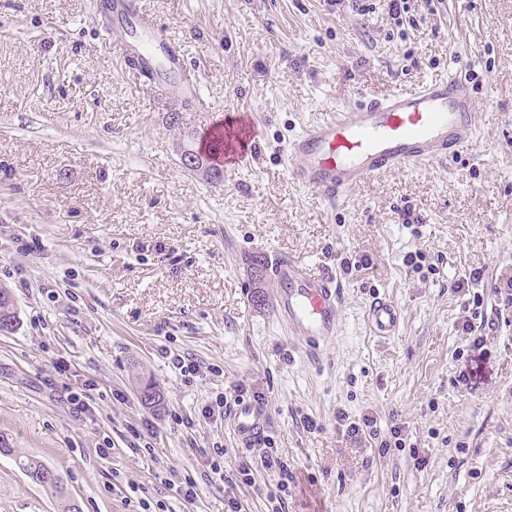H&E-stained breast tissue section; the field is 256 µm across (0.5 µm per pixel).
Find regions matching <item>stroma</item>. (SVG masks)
<instances>
[{
	"instance_id": "stroma-1",
	"label": "stroma",
	"mask_w": 512,
	"mask_h": 512,
	"mask_svg": "<svg viewBox=\"0 0 512 512\" xmlns=\"http://www.w3.org/2000/svg\"><path fill=\"white\" fill-rule=\"evenodd\" d=\"M142 2L212 113L173 82L146 89L116 52L122 27L90 0H0V289L18 316L0 334V434L13 448L0 454V512L60 510L19 454L53 469L81 512H129L136 485L165 512H225L230 494L268 512L275 473L256 470L250 487L228 478L269 446L296 476L285 512H512V0H420L423 22L399 28L382 5L361 16L329 0ZM471 59L474 154L385 172L334 208L289 180L285 147L306 125ZM175 109L189 131L248 112L263 137L212 185L179 163ZM416 249L417 269L404 261ZM282 255L344 286L340 333L316 363L276 322L274 280L255 295L253 261ZM378 294L403 313L386 339L365 320ZM466 319L492 321L483 346ZM177 355L197 374L181 376ZM148 382L160 409L140 399ZM236 391L271 412L250 449L215 403ZM340 411L400 425L405 447L347 437ZM215 444L220 476L198 455ZM172 468L197 482L194 504L164 484Z\"/></svg>"
}]
</instances>
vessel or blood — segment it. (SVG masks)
Returning <instances> with one entry per match:
<instances>
[{
  "label": "vessel or blood",
  "instance_id": "b4317fda",
  "mask_svg": "<svg viewBox=\"0 0 512 512\" xmlns=\"http://www.w3.org/2000/svg\"><path fill=\"white\" fill-rule=\"evenodd\" d=\"M113 10L138 24V41L121 42L125 57L142 58L141 76L163 73L173 79L198 111H210L195 72L186 69L180 45L165 38L161 28L145 16L138 0H114ZM468 71L447 75L382 98L361 96L349 108H340L305 127L289 139L285 163L290 179L329 205L344 203L350 193L379 174L402 167L447 162L471 153L476 142L477 113L466 89ZM262 130L252 115L240 113L224 123V169L234 171L259 141ZM279 296L275 318L289 335L306 345L328 344L341 328L343 285L332 275L288 256L271 266ZM402 311L386 296L374 297L366 319L374 336L394 335ZM269 419L267 408L240 401L230 424L242 444L261 436Z\"/></svg>",
  "mask_w": 512,
  "mask_h": 512
}]
</instances>
